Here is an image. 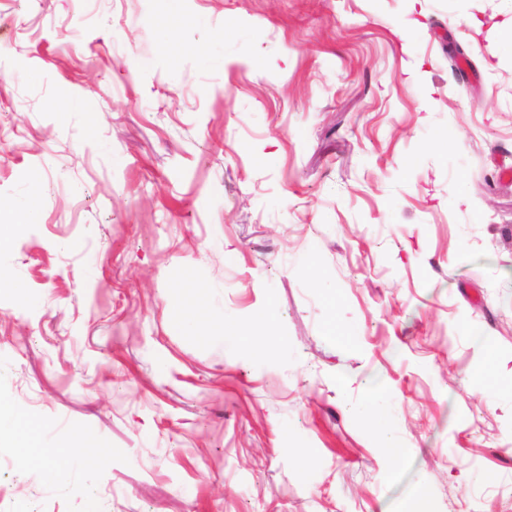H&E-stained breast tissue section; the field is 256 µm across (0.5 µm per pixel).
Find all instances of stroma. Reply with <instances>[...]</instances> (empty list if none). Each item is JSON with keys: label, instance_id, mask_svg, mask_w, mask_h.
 <instances>
[{"label": "stroma", "instance_id": "1", "mask_svg": "<svg viewBox=\"0 0 512 512\" xmlns=\"http://www.w3.org/2000/svg\"><path fill=\"white\" fill-rule=\"evenodd\" d=\"M509 167L512 0H0V512H512ZM354 411L360 417L386 416L391 411L389 396L386 392L379 391L358 404Z\"/></svg>", "mask_w": 512, "mask_h": 512}]
</instances>
